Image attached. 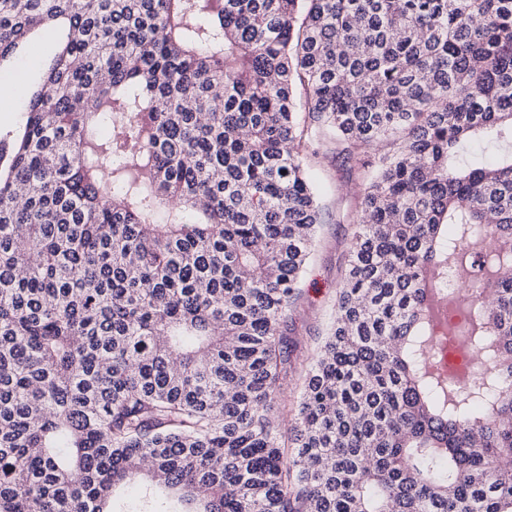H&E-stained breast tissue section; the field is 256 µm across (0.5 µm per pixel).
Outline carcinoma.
<instances>
[{
    "instance_id": "obj_1",
    "label": "carcinoma",
    "mask_w": 512,
    "mask_h": 512,
    "mask_svg": "<svg viewBox=\"0 0 512 512\" xmlns=\"http://www.w3.org/2000/svg\"><path fill=\"white\" fill-rule=\"evenodd\" d=\"M48 26L0 129V512L141 472L131 512H512V0H0V76ZM329 160L362 189L288 421ZM55 39L56 33L52 30L37 33L34 37L35 44L33 45V55L27 57L17 65L15 74L23 78L34 76L37 60L40 58H48L51 55Z\"/></svg>"
}]
</instances>
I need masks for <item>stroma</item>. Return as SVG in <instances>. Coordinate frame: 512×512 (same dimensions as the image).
Returning a JSON list of instances; mask_svg holds the SVG:
<instances>
[{
  "instance_id": "35a3bbf8",
  "label": "stroma",
  "mask_w": 512,
  "mask_h": 512,
  "mask_svg": "<svg viewBox=\"0 0 512 512\" xmlns=\"http://www.w3.org/2000/svg\"><path fill=\"white\" fill-rule=\"evenodd\" d=\"M312 177L329 218L317 230L314 255L304 276L300 296L289 311L288 351L293 376L288 386V412L292 415L297 412L307 373L325 337L344 274L351 227L337 223L335 215L354 211L359 195L358 186L336 164H324L313 172Z\"/></svg>"
}]
</instances>
